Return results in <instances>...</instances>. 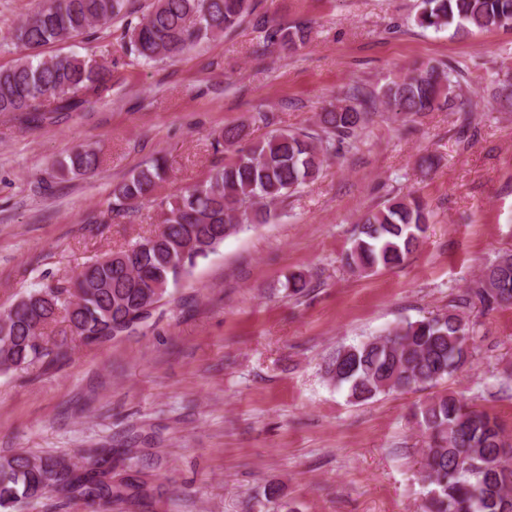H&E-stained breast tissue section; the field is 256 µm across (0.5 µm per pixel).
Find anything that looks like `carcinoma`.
Here are the masks:
<instances>
[{"mask_svg":"<svg viewBox=\"0 0 512 512\" xmlns=\"http://www.w3.org/2000/svg\"><path fill=\"white\" fill-rule=\"evenodd\" d=\"M124 5L125 0H44L14 29L13 44L25 55L0 70V112L43 123L106 90L112 66L74 54L45 57L42 49L109 24ZM252 12L251 0H154L152 9L129 26L125 53L136 64L173 59L224 34ZM415 22L436 32L452 27L456 35L512 27V0H420ZM255 23L267 42L290 52L307 42L303 27H275L262 17ZM458 77L453 67L426 62L376 95L354 84L340 103L320 113L318 133L282 130L247 141L244 127L224 128L216 144L231 155L205 180L173 200L159 201L157 230L84 266L68 281L28 291L0 311V372L34 364L60 366L68 361L75 337L100 344L131 333L151 316L147 308L162 301L198 260L245 226L270 222L277 204L315 180L336 143L355 141L375 99L405 118L452 109ZM492 98L500 108L512 109L511 72L492 88ZM100 163L97 150L79 146L61 168L84 176ZM167 172L162 158L133 171L112 187L107 209L87 216L85 223L106 224L112 213L151 200ZM428 223L430 211L420 198L410 193L389 198L359 217L344 265L359 274L397 266L418 247ZM151 281L160 289L150 287ZM507 305H512V249L486 265L473 286L448 303V310L338 347L326 361L325 374L356 403L433 387L474 351V323L462 309L488 312ZM414 417L426 437L422 512H512V457L501 452L509 432L497 417L448 393L418 407ZM82 459L79 466L25 450L0 456V508L45 493L109 507L136 504L147 496L152 475L128 473L133 470L131 449L86 448Z\"/></svg>","mask_w":512,"mask_h":512,"instance_id":"cac0c4a2","label":"carcinoma"}]
</instances>
